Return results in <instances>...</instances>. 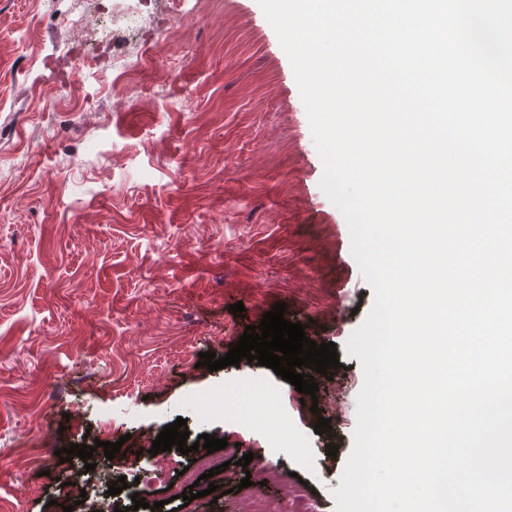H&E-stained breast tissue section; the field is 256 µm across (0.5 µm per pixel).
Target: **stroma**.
<instances>
[{
    "label": "stroma",
    "mask_w": 512,
    "mask_h": 512,
    "mask_svg": "<svg viewBox=\"0 0 512 512\" xmlns=\"http://www.w3.org/2000/svg\"><path fill=\"white\" fill-rule=\"evenodd\" d=\"M56 2L106 18L118 42L132 17L143 36L167 26L173 38L130 59V101L84 83L64 50L70 34L39 0H0V512H57L71 483L123 507L132 489L109 487L152 468L149 457L114 467L96 453L95 470L79 473L57 449L143 448L179 418L190 441L226 439L230 466L185 507L165 499L176 470L152 469L146 512H255L301 481L318 512H336L364 382L346 344L374 292L320 187L323 162L274 29L257 0ZM59 112L75 114L72 129L60 130ZM282 302L285 320L336 345L339 367L314 376L316 415L258 362L199 363L206 351L225 356ZM256 388L272 405L263 427L249 421ZM213 392L235 409L202 410ZM321 416L331 428L320 435ZM247 453L270 473L243 489Z\"/></svg>",
    "instance_id": "35a3bbf8"
}]
</instances>
